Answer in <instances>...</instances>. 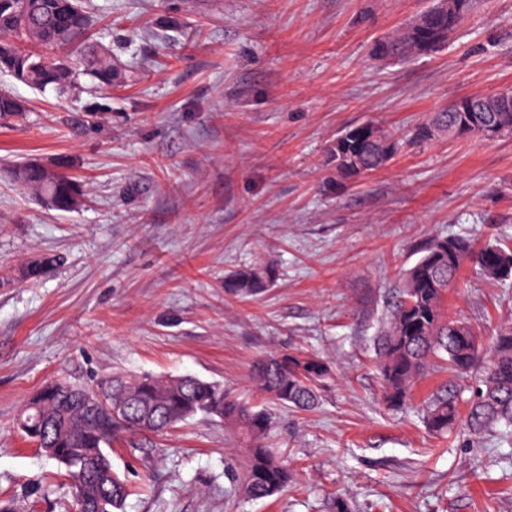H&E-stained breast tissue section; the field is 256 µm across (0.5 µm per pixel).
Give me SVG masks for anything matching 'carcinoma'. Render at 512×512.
<instances>
[{
  "instance_id": "carcinoma-1",
  "label": "carcinoma",
  "mask_w": 512,
  "mask_h": 512,
  "mask_svg": "<svg viewBox=\"0 0 512 512\" xmlns=\"http://www.w3.org/2000/svg\"><path fill=\"white\" fill-rule=\"evenodd\" d=\"M473 0H454L450 12L405 26L379 41L389 54L406 59L425 53L429 41L444 46L472 10ZM92 19L84 0H0V72L31 89L64 93L88 76L102 88L123 83V69L112 50L91 38ZM28 111L26 101L0 88V119ZM465 136L488 140L512 137V94L462 97L430 114L404 140L374 121L342 129L330 142L326 166L345 181H355L385 166L407 142L426 143ZM46 175L28 159L13 165L18 187L48 208L71 212L82 203L77 178L60 164ZM58 262L43 256L24 265L19 275L38 280ZM472 264L488 278L512 279V238L477 244L460 236L433 239L423 255L403 269L389 303L385 325L375 341L383 400L399 410L408 405L415 382L435 362L445 363L459 377L478 374L466 415H460L456 390L445 387L424 408L428 430L453 431L465 419L469 435L478 437L497 427H512V322L502 326L489 359L477 370L481 356L476 334L467 324L447 317L443 299L461 270ZM272 266L235 272L224 280L226 294L256 298L277 279ZM329 375L327 364L313 355L279 352L258 360L253 382L280 406L310 410L318 404L319 386ZM90 394L98 405L85 410L81 397ZM17 429L45 457L65 469L74 507L89 498V512H124L131 495L128 480L112 465V444L125 442L144 455L156 449L147 437L159 436L190 420H217L234 431L245 448L247 465L238 474L227 471L231 486L251 499L274 496L292 481L285 457L270 439L272 417L263 406L251 405L224 389V384L196 376H120L96 385L54 381L45 384L22 407Z\"/></svg>"
}]
</instances>
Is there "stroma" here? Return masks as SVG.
<instances>
[{"label":"stroma","mask_w":512,"mask_h":512,"mask_svg":"<svg viewBox=\"0 0 512 512\" xmlns=\"http://www.w3.org/2000/svg\"><path fill=\"white\" fill-rule=\"evenodd\" d=\"M432 0H90L94 34L124 84L67 95L0 73L29 104L0 125V274L58 257L36 281L0 288V500L72 512L53 461L14 420L45 383L116 374L193 375L254 402V362L310 351L331 368L311 412L271 406L296 476L280 495L231 494L245 452L217 422L157 438L163 456L114 447L119 472L148 475L126 512H512V445L429 434L428 396L457 385L434 366L413 406L380 401L372 338L395 286L435 236L512 237V137L407 146L351 183L324 165L344 127L409 134L466 95L512 88V0H476L438 53L373 59L374 42ZM25 158L67 163L80 209H48L9 178ZM267 263L264 295L224 291ZM445 306L483 348L512 320V280L462 270Z\"/></svg>","instance_id":"35a3bbf8"}]
</instances>
